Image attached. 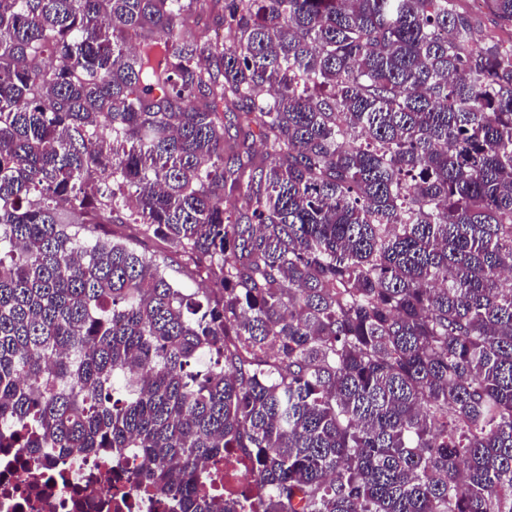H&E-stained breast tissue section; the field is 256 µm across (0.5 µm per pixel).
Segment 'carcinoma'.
<instances>
[{"mask_svg":"<svg viewBox=\"0 0 512 512\" xmlns=\"http://www.w3.org/2000/svg\"><path fill=\"white\" fill-rule=\"evenodd\" d=\"M506 274L512 38L460 0H0V448H132L169 512H234L226 448L240 512H512ZM461 4L479 22L475 31L477 42H484L487 35L490 34H500L507 37L510 25L501 22L492 13L486 0H480L476 3L472 0H464ZM112 231L115 233V237L129 238L131 246L139 250L145 249L156 254L159 262L167 266V273L180 283L183 288H190L192 291L197 288H209V284L207 283L187 279L183 274V262L181 257L171 253L165 244L154 239L143 238L132 226L112 224ZM246 461L236 451L224 453L223 460L218 465L221 480L216 485L218 489H223L225 496L234 499L243 495L244 489H248L255 494L254 478L249 483L246 479V473L250 472Z\"/></svg>","mask_w":512,"mask_h":512,"instance_id":"cac0c4a2","label":"carcinoma"}]
</instances>
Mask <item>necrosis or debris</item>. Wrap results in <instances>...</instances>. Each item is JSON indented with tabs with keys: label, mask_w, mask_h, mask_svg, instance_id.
I'll return each instance as SVG.
<instances>
[{
	"label": "necrosis or debris",
	"mask_w": 512,
	"mask_h": 512,
	"mask_svg": "<svg viewBox=\"0 0 512 512\" xmlns=\"http://www.w3.org/2000/svg\"><path fill=\"white\" fill-rule=\"evenodd\" d=\"M138 455L61 458L26 448L0 449V512H168L160 495L132 482Z\"/></svg>",
	"instance_id": "4bbe7bcc"
}]
</instances>
